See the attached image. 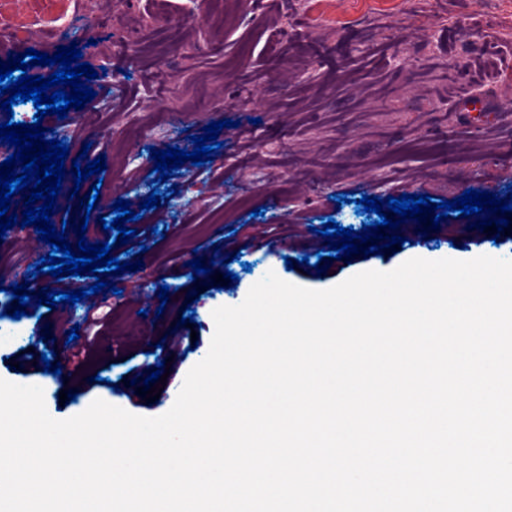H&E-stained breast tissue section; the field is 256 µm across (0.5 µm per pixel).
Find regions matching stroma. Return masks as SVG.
Segmentation results:
<instances>
[{"mask_svg":"<svg viewBox=\"0 0 512 512\" xmlns=\"http://www.w3.org/2000/svg\"><path fill=\"white\" fill-rule=\"evenodd\" d=\"M220 24L198 13L196 0H167L164 11L145 0H73L65 23L80 21L82 62L99 76L95 92L65 118L45 116L71 156L89 143V158L104 156L96 214L113 219L123 198L139 204L153 190L152 149L177 143L193 151L192 136L219 120L220 149L201 166L186 162L169 179L160 206L142 211L135 235L118 260L142 258L139 271L115 276L105 296L100 347L68 340L85 322L86 304L71 309L32 308L17 320V335L0 337V378L35 384L56 419L83 412L97 398L134 414L168 411L188 370L207 354L213 309L240 304L267 272L306 288L324 290L365 270L389 271L404 261L469 260L479 255L512 259V235L457 237L452 212L427 238L414 222L401 227L406 244L380 255L331 260L326 273L288 269L300 226L361 231L370 216L362 196L381 199L427 194L439 203L468 189L498 197L512 192V0H399L394 10L371 0H267L264 9L240 0H208ZM486 38H476V30ZM402 37L394 46V37ZM492 50L506 78L488 81L475 68ZM49 244L34 227L15 226L0 239V312L10 289L28 283L70 292L95 283L92 275L56 278L35 274ZM235 253L227 288L208 283L197 302L188 261ZM171 297L160 305L157 293ZM190 310L197 330L180 325ZM196 335L188 354L175 355L178 372L158 400L147 402L131 386L134 360L155 362L152 348L171 331ZM62 348L61 374L17 366L22 349ZM71 393L63 402L60 392Z\"/></svg>","mask_w":512,"mask_h":512,"instance_id":"35a3bbf8","label":"stroma"}]
</instances>
